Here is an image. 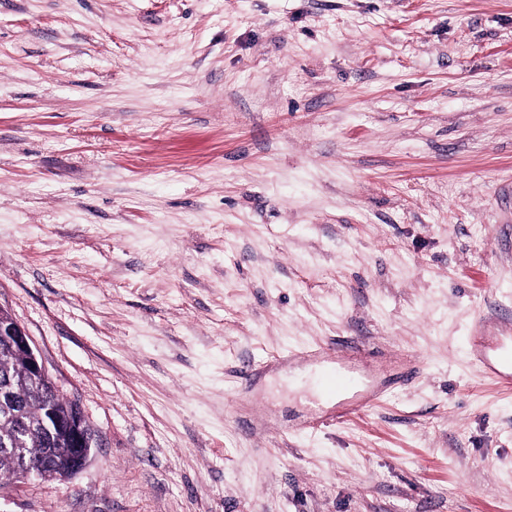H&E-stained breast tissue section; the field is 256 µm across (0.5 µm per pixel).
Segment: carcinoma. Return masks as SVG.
Wrapping results in <instances>:
<instances>
[{
  "mask_svg": "<svg viewBox=\"0 0 512 512\" xmlns=\"http://www.w3.org/2000/svg\"><path fill=\"white\" fill-rule=\"evenodd\" d=\"M75 403L28 380L19 357H0V478H18L28 466L32 449L48 447L51 454L40 466L31 468L30 478L64 480L67 444L43 426L46 409L73 411Z\"/></svg>",
  "mask_w": 512,
  "mask_h": 512,
  "instance_id": "obj_1",
  "label": "carcinoma"
}]
</instances>
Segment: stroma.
<instances>
[{
    "mask_svg": "<svg viewBox=\"0 0 512 512\" xmlns=\"http://www.w3.org/2000/svg\"><path fill=\"white\" fill-rule=\"evenodd\" d=\"M0 306L96 435L0 512H512V0H0ZM474 336L471 353L483 377L495 380L505 387L512 386V336H501L493 347L486 343L487 336H480L485 318L479 313L473 320ZM325 348H315L302 354L304 358L323 363ZM360 383L343 367L331 363H323L317 373V385L319 391L329 397H338L350 391L356 384Z\"/></svg>",
    "mask_w": 512,
    "mask_h": 512,
    "instance_id": "1",
    "label": "stroma"
}]
</instances>
